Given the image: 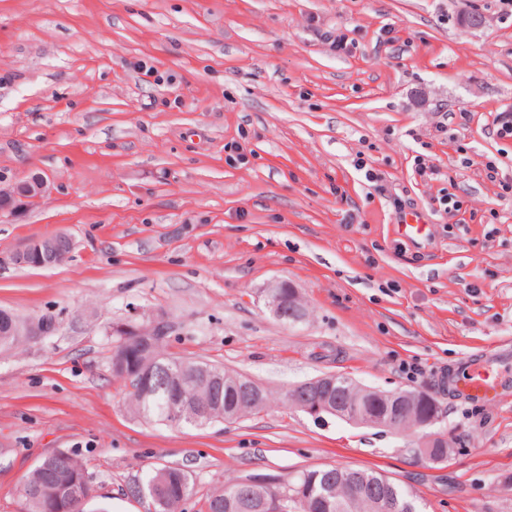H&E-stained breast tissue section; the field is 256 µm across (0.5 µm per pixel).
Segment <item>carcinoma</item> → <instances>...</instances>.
<instances>
[{"mask_svg": "<svg viewBox=\"0 0 512 512\" xmlns=\"http://www.w3.org/2000/svg\"><path fill=\"white\" fill-rule=\"evenodd\" d=\"M0 352H9L22 343H37L41 336H20L26 320L0 310ZM163 337H158L144 355L136 354L134 336L117 339L116 355L122 356L131 382L124 383L130 410L148 422L166 425L203 427L224 421L234 406L241 416L258 413L268 405L271 395L233 393L232 380L224 367L204 361H186L166 354ZM339 385L356 406L355 413L383 415L389 406L377 402L372 393L353 385L354 378L339 373ZM87 471L78 456L59 450L38 460L21 481L24 512H49L52 500L63 496L72 479ZM260 474H250L230 482L211 495L207 512H423L417 496L372 469L325 466L297 472L286 481L258 485ZM96 481L83 495L69 502V512H91L99 498ZM192 489L185 471L161 466L153 469L133 493L157 498V512H178V506Z\"/></svg>", "mask_w": 512, "mask_h": 512, "instance_id": "cac0c4a2", "label": "carcinoma"}]
</instances>
